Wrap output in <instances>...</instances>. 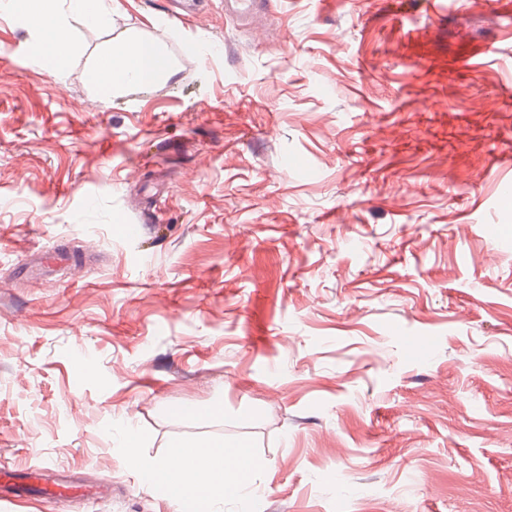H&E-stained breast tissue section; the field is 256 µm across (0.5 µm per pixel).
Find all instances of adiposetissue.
<instances>
[{"label": "adipose tissue", "instance_id": "1", "mask_svg": "<svg viewBox=\"0 0 512 512\" xmlns=\"http://www.w3.org/2000/svg\"><path fill=\"white\" fill-rule=\"evenodd\" d=\"M23 14L39 28L35 49L51 69L63 68L74 46V25L103 27L110 21L108 0H18ZM172 66L154 43L128 36L110 42L92 78L99 89L115 91L128 84L146 85L170 77ZM175 462L131 461L145 482L162 487L177 512H214L224 497L246 489L260 467L249 447L228 445L215 437L202 442L178 443Z\"/></svg>", "mask_w": 512, "mask_h": 512}]
</instances>
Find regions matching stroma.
<instances>
[{"mask_svg": "<svg viewBox=\"0 0 512 512\" xmlns=\"http://www.w3.org/2000/svg\"><path fill=\"white\" fill-rule=\"evenodd\" d=\"M113 6L58 72L0 7V469L103 488L0 512H175L129 426L250 444L223 512H512V0ZM131 35L176 71L105 96Z\"/></svg>", "mask_w": 512, "mask_h": 512, "instance_id": "35a3bbf8", "label": "stroma"}]
</instances>
